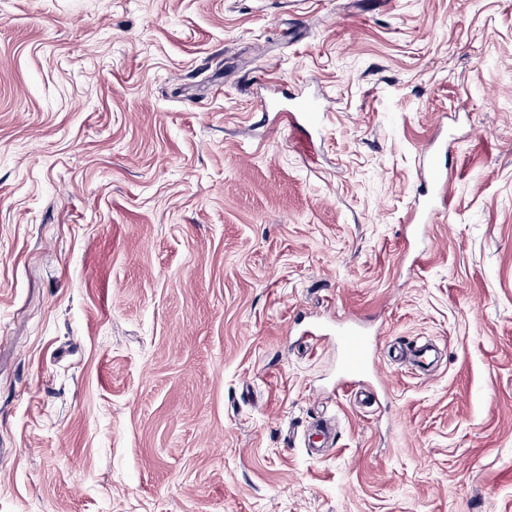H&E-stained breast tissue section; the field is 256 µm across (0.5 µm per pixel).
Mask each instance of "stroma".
<instances>
[{"instance_id":"obj_1","label":"stroma","mask_w":512,"mask_h":512,"mask_svg":"<svg viewBox=\"0 0 512 512\" xmlns=\"http://www.w3.org/2000/svg\"><path fill=\"white\" fill-rule=\"evenodd\" d=\"M0 512H512V0H0ZM420 193L417 209L422 218L431 219L440 211V206L449 198L450 177L436 163L432 154L426 155V166L420 172ZM430 189V191H429ZM336 346L340 348L342 365L350 374L367 371L371 364L370 345L358 327H348L336 333Z\"/></svg>"}]
</instances>
